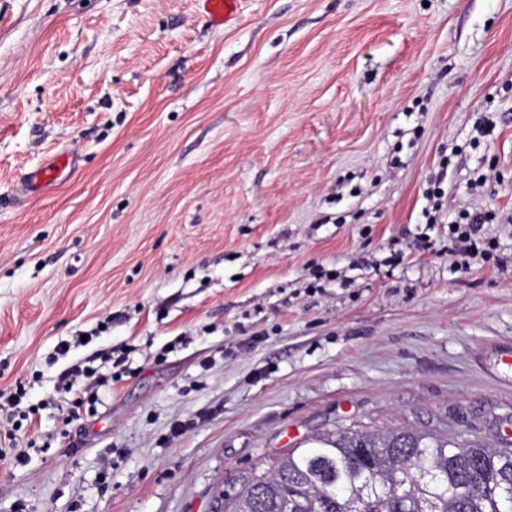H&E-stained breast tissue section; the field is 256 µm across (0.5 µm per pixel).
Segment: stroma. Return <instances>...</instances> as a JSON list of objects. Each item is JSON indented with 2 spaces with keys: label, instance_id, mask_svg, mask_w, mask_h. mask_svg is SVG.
<instances>
[{
  "label": "stroma",
  "instance_id": "35a3bbf8",
  "mask_svg": "<svg viewBox=\"0 0 512 512\" xmlns=\"http://www.w3.org/2000/svg\"><path fill=\"white\" fill-rule=\"evenodd\" d=\"M434 183L493 214L492 258L451 271ZM112 349L127 373L67 421L60 374ZM19 380L0 433L36 445L0 462V512H224L358 426L512 440V0H238L220 26L200 0H0ZM426 198L429 201V206L423 209V218L425 222L422 224H438L441 221L444 209V195L440 188L434 187L426 192Z\"/></svg>",
  "mask_w": 512,
  "mask_h": 512
}]
</instances>
